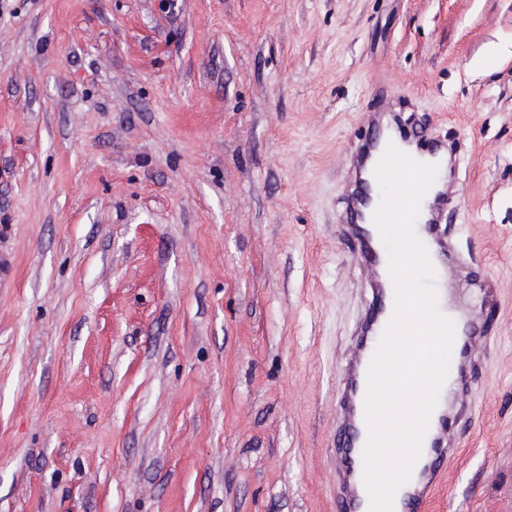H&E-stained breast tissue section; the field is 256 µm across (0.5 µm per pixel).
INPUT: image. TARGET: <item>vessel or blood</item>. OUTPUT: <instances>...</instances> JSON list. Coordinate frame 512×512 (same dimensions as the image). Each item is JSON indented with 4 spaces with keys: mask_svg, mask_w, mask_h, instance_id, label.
<instances>
[{
    "mask_svg": "<svg viewBox=\"0 0 512 512\" xmlns=\"http://www.w3.org/2000/svg\"><path fill=\"white\" fill-rule=\"evenodd\" d=\"M364 123L375 134L358 146L349 160L346 235L353 241V255L368 272L376 289L375 299L366 312L358 336L341 375L339 425L336 432V459L339 488L336 499L339 512H370V497L363 482L362 453L368 440L365 419L366 376L372 357L394 312V288L385 280L388 252L373 217L381 201V188L374 169L388 146L409 149L411 157L447 159L446 141L424 130L403 131L389 112L365 114ZM456 194L454 180L435 181L425 195L415 231L429 254L449 256L450 239L436 236L443 223L449 200ZM479 338L470 328L456 336L452 350L459 364L476 366ZM471 393L467 386L457 391L455 410L438 406L433 410L422 442L421 455L413 466L410 480L395 495L393 512H419L429 494L439 484L442 466L456 452L453 430L468 418Z\"/></svg>",
    "mask_w": 512,
    "mask_h": 512,
    "instance_id": "1",
    "label": "vessel or blood"
}]
</instances>
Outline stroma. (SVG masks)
<instances>
[{"label":"stroma","instance_id":"obj_1","mask_svg":"<svg viewBox=\"0 0 512 512\" xmlns=\"http://www.w3.org/2000/svg\"><path fill=\"white\" fill-rule=\"evenodd\" d=\"M493 43L512 0H0V512H336L348 160L388 105L460 161L447 286L485 319L423 512H512Z\"/></svg>","mask_w":512,"mask_h":512}]
</instances>
